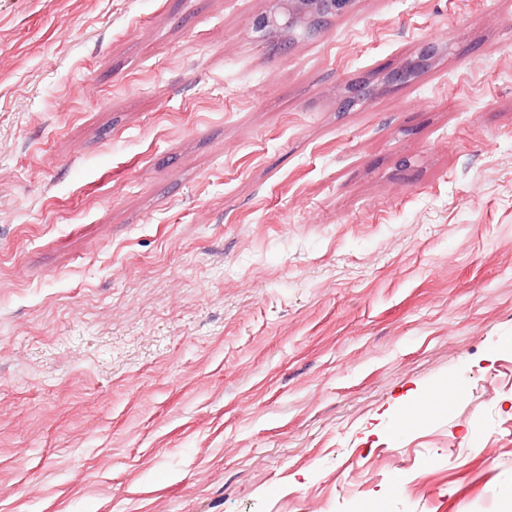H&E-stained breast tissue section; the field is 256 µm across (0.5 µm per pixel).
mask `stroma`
I'll use <instances>...</instances> for the list:
<instances>
[{"mask_svg": "<svg viewBox=\"0 0 512 512\" xmlns=\"http://www.w3.org/2000/svg\"><path fill=\"white\" fill-rule=\"evenodd\" d=\"M282 12L0 0V512H512V0ZM441 52L442 47L438 42L433 40L425 42L419 48L416 58L386 73L387 83L399 85L407 82L416 71L428 67ZM428 391L422 387L417 386L413 389H408L403 395H401L395 402L394 407L388 412L387 416L389 417V433L387 438L390 440L392 438L391 429L394 433H397L400 430H404V433L407 432L406 428H408L412 423H404V412L412 405L421 400ZM403 426L400 427L399 424Z\"/></svg>", "mask_w": 512, "mask_h": 512, "instance_id": "35a3bbf8", "label": "stroma"}]
</instances>
